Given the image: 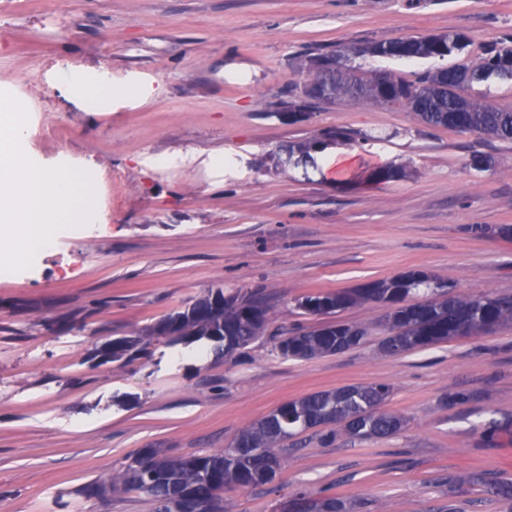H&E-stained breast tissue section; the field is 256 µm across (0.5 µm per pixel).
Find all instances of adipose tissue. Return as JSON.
Instances as JSON below:
<instances>
[{
    "mask_svg": "<svg viewBox=\"0 0 512 512\" xmlns=\"http://www.w3.org/2000/svg\"><path fill=\"white\" fill-rule=\"evenodd\" d=\"M70 91L85 109L103 112L115 99H150L152 86L134 81L115 87L104 76L67 73ZM27 133L22 103L0 98V271L9 272L32 253L52 245L49 227L78 216L81 186L76 176L34 164L24 153Z\"/></svg>",
    "mask_w": 512,
    "mask_h": 512,
    "instance_id": "ef3b65f1",
    "label": "adipose tissue"
}]
</instances>
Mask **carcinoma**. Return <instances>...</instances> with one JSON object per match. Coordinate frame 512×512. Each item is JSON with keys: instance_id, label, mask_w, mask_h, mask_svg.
<instances>
[{"instance_id": "obj_1", "label": "carcinoma", "mask_w": 512, "mask_h": 512, "mask_svg": "<svg viewBox=\"0 0 512 512\" xmlns=\"http://www.w3.org/2000/svg\"><path fill=\"white\" fill-rule=\"evenodd\" d=\"M469 45L465 35L448 32L319 54L308 61L310 80L302 95L307 97L319 88L327 100L349 96L357 101L399 106L431 127L512 142V110L478 101L468 93L475 83L512 82V37L483 49L469 65L428 69L413 81L391 73L363 81L352 76L347 67L352 58L366 54L400 59L402 53L410 51L416 58H444L463 52ZM212 294L209 290L152 326L113 340L100 353L118 361L151 345L178 342L211 343L222 352L226 336L235 337L242 353L265 334L270 315L260 288L231 289L220 307L213 305ZM412 295L424 300L410 303ZM369 302L386 308L382 321L390 336L385 343L401 354L436 346L461 334L491 332L512 320L511 297L463 294L451 283L415 270L359 288L307 296L298 307L310 315L333 316ZM366 335L367 328L361 323L331 320L280 338L276 349L285 359L310 360L336 353L337 341L353 348ZM390 394V387L383 384L314 392L281 404V423L295 428L296 419L305 417L309 429L335 424L351 438L390 436L404 425L401 415L382 410ZM243 435L246 441L241 446L191 456L173 457L160 448H145L109 480L91 485L88 492L109 496L139 491L159 509L184 491L198 499L222 500L226 487L252 488L272 482L281 469L278 434L262 418ZM298 500V512H347L346 503L336 497L310 499L301 494Z\"/></svg>"}]
</instances>
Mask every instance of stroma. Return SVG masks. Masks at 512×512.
I'll use <instances>...</instances> for the list:
<instances>
[{"label": "stroma", "mask_w": 512, "mask_h": 512, "mask_svg": "<svg viewBox=\"0 0 512 512\" xmlns=\"http://www.w3.org/2000/svg\"><path fill=\"white\" fill-rule=\"evenodd\" d=\"M448 32L470 38L464 53L366 55L357 74L412 81L471 63L512 36V0H0V93L26 107L27 153L118 177L90 186L95 223L52 226L53 249L0 278V512H154L145 494L85 489L142 449L211 452L283 402L374 384L407 420L398 433H297L272 483L225 488L226 512H281L300 492L349 512H512L490 489L512 481V429L482 435L512 416L511 321L389 356L383 308L366 303L339 314L367 326L360 346L307 361L273 351V335L320 324L298 299L410 270L512 297L511 142L346 98L312 102L305 121L288 113L310 56ZM67 68L157 92L89 112L59 80ZM336 130L345 163L287 165L297 144ZM217 153L223 165L208 167ZM386 166L403 177L369 181ZM256 285L269 334L241 356L197 359L183 343L130 362L99 355L208 290Z\"/></svg>", "instance_id": "35a3bbf8"}]
</instances>
